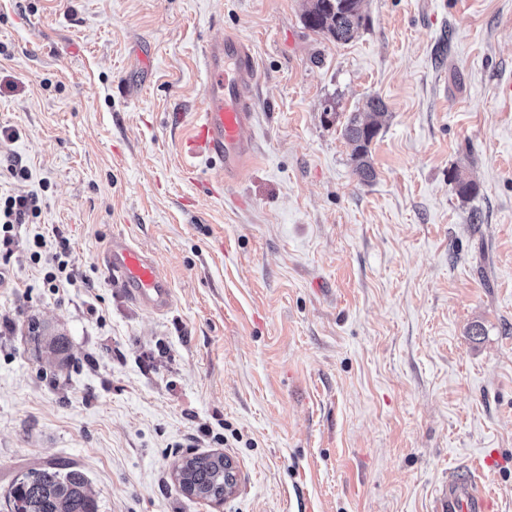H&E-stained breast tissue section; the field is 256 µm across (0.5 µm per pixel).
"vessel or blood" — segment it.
<instances>
[{"label":"vessel or blood","mask_w":512,"mask_h":512,"mask_svg":"<svg viewBox=\"0 0 512 512\" xmlns=\"http://www.w3.org/2000/svg\"><path fill=\"white\" fill-rule=\"evenodd\" d=\"M207 93L191 142L201 154L220 163L221 181L237 180L255 153L246 131L253 124L254 105L247 95L258 80L256 58L235 35L210 43L204 51ZM114 286L138 305L157 313L172 304V290L154 258L134 247L125 237L114 236L103 252ZM436 512H496L494 504L474 474L449 476L439 491Z\"/></svg>","instance_id":"1"}]
</instances>
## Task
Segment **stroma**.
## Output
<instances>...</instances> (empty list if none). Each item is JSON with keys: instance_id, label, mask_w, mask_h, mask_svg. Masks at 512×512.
<instances>
[{"instance_id": "1", "label": "stroma", "mask_w": 512, "mask_h": 512, "mask_svg": "<svg viewBox=\"0 0 512 512\" xmlns=\"http://www.w3.org/2000/svg\"><path fill=\"white\" fill-rule=\"evenodd\" d=\"M307 5L0 0V198L39 206L0 244V512L47 462L98 512H433L477 467L512 512V0H366L346 43ZM227 33L258 62L257 148L220 185L188 141ZM371 96L365 184L342 125ZM117 233L168 312L113 286ZM196 453L234 462L223 502L179 490ZM104 264L117 288L138 305L157 313L172 305V290L154 258L123 236H112L103 252Z\"/></svg>"}]
</instances>
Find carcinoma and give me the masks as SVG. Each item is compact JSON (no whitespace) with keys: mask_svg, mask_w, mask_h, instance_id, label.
Returning a JSON list of instances; mask_svg holds the SVG:
<instances>
[{"mask_svg":"<svg viewBox=\"0 0 512 512\" xmlns=\"http://www.w3.org/2000/svg\"><path fill=\"white\" fill-rule=\"evenodd\" d=\"M364 0H310L304 14L308 28L337 42L351 41L364 21ZM386 107L377 97L365 103V113L352 112L342 126V135L352 147L351 159L363 183L375 178L369 161L370 145L378 134ZM45 346L57 358L68 356L69 346L61 338L43 337ZM187 481L197 497L224 499V456L198 454L189 457ZM12 512H98L84 473L76 467L48 463L28 469L9 492Z\"/></svg>","mask_w":512,"mask_h":512,"instance_id":"carcinoma-1","label":"carcinoma"}]
</instances>
